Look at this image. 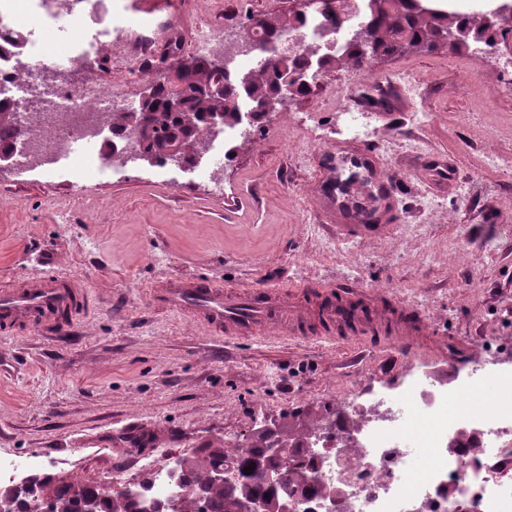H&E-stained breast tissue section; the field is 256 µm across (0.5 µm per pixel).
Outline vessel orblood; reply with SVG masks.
Masks as SVG:
<instances>
[{
  "label": "vessel or blood",
  "instance_id": "obj_1",
  "mask_svg": "<svg viewBox=\"0 0 512 512\" xmlns=\"http://www.w3.org/2000/svg\"><path fill=\"white\" fill-rule=\"evenodd\" d=\"M365 175L338 194L328 182L325 194L332 206L326 213L339 235L368 240L384 232V209L379 199L389 197L390 180L378 155L360 145L346 149ZM285 286L226 289L197 281L170 279L151 287L148 296L169 308L188 314L213 334L232 339L255 336L270 326L280 328L287 338L303 341H341L351 336H375L391 346L399 337L426 331L424 319L398 320L377 304L375 294L359 286H334L318 295L320 329L307 326L308 313L289 299ZM90 296L87 283L57 271L21 286L0 290V332L48 327L59 334L69 331L65 315H77Z\"/></svg>",
  "mask_w": 512,
  "mask_h": 512
}]
</instances>
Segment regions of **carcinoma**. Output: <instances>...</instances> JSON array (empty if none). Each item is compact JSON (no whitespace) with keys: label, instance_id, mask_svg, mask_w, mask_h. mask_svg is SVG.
Instances as JSON below:
<instances>
[{"label":"carcinoma","instance_id":"carcinoma-1","mask_svg":"<svg viewBox=\"0 0 512 512\" xmlns=\"http://www.w3.org/2000/svg\"><path fill=\"white\" fill-rule=\"evenodd\" d=\"M410 0H368L366 38L355 39L349 48L320 56L314 68H309L304 54L276 56L271 68H254L247 72L250 81L245 87L238 82L224 90L222 96H211L204 88L224 79V70L212 66L205 58H195L192 67L180 61L178 68H186L179 95L182 109L179 112L165 111V101L171 95L165 72H160L150 87V97L140 101L130 110L112 113L110 123L116 132H128L136 146H145L157 162L165 161L168 150L181 144L200 148L208 132L213 129L209 118L222 114L223 125L240 122L238 102L273 99L279 95L282 80L291 75L306 73L307 76L328 75L342 66L360 68L380 55L400 54L414 48L436 49L437 41L444 35L452 38L448 49L454 52L471 51L475 43L483 40L490 30L484 22L472 17H463L456 12L421 4L414 14L408 13ZM301 14L262 19L260 28L246 29L245 36L261 33L270 39L286 30L298 29ZM308 413H294L296 424L277 429L278 439L291 447L305 442L316 425L305 424L302 418ZM268 430L253 433L246 454L230 455L223 448H209L178 458L182 478L178 512H241L244 502L259 499L265 502L267 512H280L282 491L268 483L267 468H278L289 489H300L308 494L321 492L320 486L308 482L313 471L311 465L302 460L291 462L288 457L278 461L267 458ZM232 460L233 479L230 483H218L211 475L224 469L226 460ZM15 512H32L38 503L48 512H84L85 502L96 503L97 512H141L147 499L143 493L106 494L94 487L74 489L66 483H54L53 478L35 477L26 486L12 493Z\"/></svg>","mask_w":512,"mask_h":512}]
</instances>
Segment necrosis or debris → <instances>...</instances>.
Here are the masks:
<instances>
[{
	"mask_svg": "<svg viewBox=\"0 0 512 512\" xmlns=\"http://www.w3.org/2000/svg\"><path fill=\"white\" fill-rule=\"evenodd\" d=\"M306 43L336 45L363 17L362 0H303ZM68 33L56 51L29 24ZM133 24L112 0H0V44L25 35V66L0 57V102L16 111L11 135L18 171L64 174L77 186L121 172L129 140H115L110 113L122 93L45 74L91 60ZM332 498L307 496L300 512H512V367L479 363L439 378L405 368L394 396L354 394L332 430L309 442Z\"/></svg>",
	"mask_w": 512,
	"mask_h": 512,
	"instance_id": "obj_1",
	"label": "necrosis or debris"
}]
</instances>
